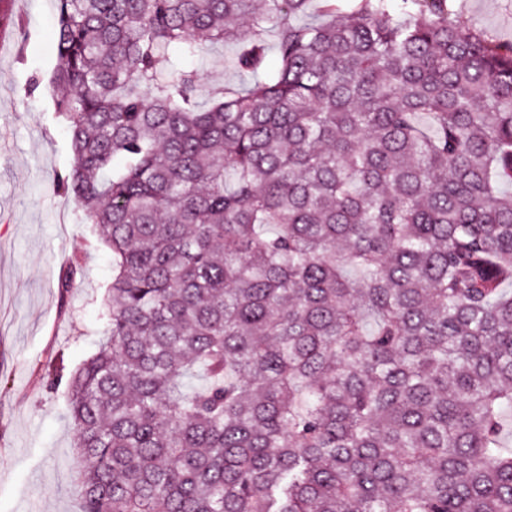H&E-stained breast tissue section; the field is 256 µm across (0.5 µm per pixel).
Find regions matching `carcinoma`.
Wrapping results in <instances>:
<instances>
[{"label": "carcinoma", "instance_id": "cac0c4a2", "mask_svg": "<svg viewBox=\"0 0 512 512\" xmlns=\"http://www.w3.org/2000/svg\"><path fill=\"white\" fill-rule=\"evenodd\" d=\"M308 4L57 0L56 187L116 267L82 512H512V44ZM215 43L253 83L181 69Z\"/></svg>", "mask_w": 512, "mask_h": 512}]
</instances>
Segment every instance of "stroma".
I'll return each mask as SVG.
<instances>
[{
  "label": "stroma",
  "instance_id": "stroma-1",
  "mask_svg": "<svg viewBox=\"0 0 512 512\" xmlns=\"http://www.w3.org/2000/svg\"><path fill=\"white\" fill-rule=\"evenodd\" d=\"M458 25L512 42V0H452ZM55 0H12L0 39V512H81L79 462L65 385L47 364L73 371L96 350L112 255L74 200L57 192L70 165L68 133L45 89L56 64ZM235 46L189 58L211 84L239 83ZM79 272L59 286L69 267Z\"/></svg>",
  "mask_w": 512,
  "mask_h": 512
}]
</instances>
